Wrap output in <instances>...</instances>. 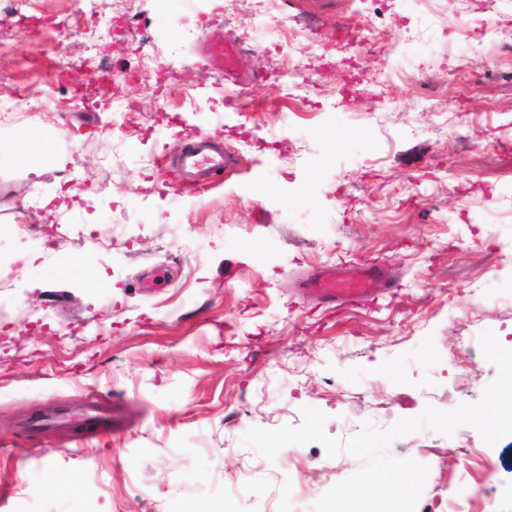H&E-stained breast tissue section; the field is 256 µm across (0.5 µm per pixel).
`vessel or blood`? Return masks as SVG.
<instances>
[{
    "label": "vessel or blood",
    "instance_id": "1",
    "mask_svg": "<svg viewBox=\"0 0 512 512\" xmlns=\"http://www.w3.org/2000/svg\"><path fill=\"white\" fill-rule=\"evenodd\" d=\"M242 46L241 39L235 36L227 37L221 43L208 44L200 55L201 62L207 69L222 72L229 83H237V59ZM177 162L185 171L187 182L191 184L216 180L231 166V159L223 146L206 136L186 141L180 149ZM392 287V282L380 266L340 263L309 275L303 282L302 291L326 303L355 305L375 300ZM99 418L98 407L90 404L55 422L49 416H41L35 425L40 428L54 422L72 433L80 430L94 431L98 428Z\"/></svg>",
    "mask_w": 512,
    "mask_h": 512
}]
</instances>
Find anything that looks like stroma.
<instances>
[{
	"label": "stroma",
	"instance_id": "stroma-1",
	"mask_svg": "<svg viewBox=\"0 0 512 512\" xmlns=\"http://www.w3.org/2000/svg\"><path fill=\"white\" fill-rule=\"evenodd\" d=\"M225 2L0 0V137L38 129L68 157L38 178L28 148L0 162V512H312L361 460L312 442L271 463L243 444L250 427L299 424L311 406L345 440L450 411L497 375L481 334L512 348V53L456 29L512 35V0H263L269 26L245 39L249 81L229 95L197 59L250 22L230 24ZM343 30L387 40L347 69ZM89 58L121 116L96 74L75 79ZM393 58L395 79L375 87ZM197 133L234 167L173 194L172 158ZM60 187L78 211L38 208ZM50 246L78 276L30 289L41 269L17 272L13 256ZM340 262L384 265L399 288L359 308L299 296L302 272ZM95 400L106 432L21 427ZM390 453L429 468L416 512H512V436L424 429Z\"/></svg>",
	"mask_w": 512,
	"mask_h": 512
}]
</instances>
